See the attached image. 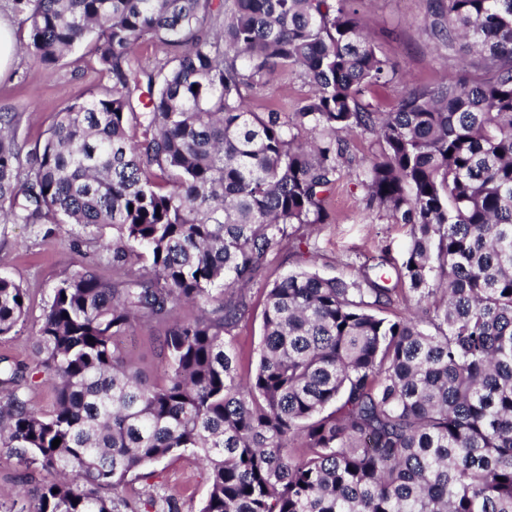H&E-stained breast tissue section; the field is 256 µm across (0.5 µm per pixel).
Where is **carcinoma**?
I'll use <instances>...</instances> for the list:
<instances>
[{"instance_id": "1", "label": "carcinoma", "mask_w": 512, "mask_h": 512, "mask_svg": "<svg viewBox=\"0 0 512 512\" xmlns=\"http://www.w3.org/2000/svg\"><path fill=\"white\" fill-rule=\"evenodd\" d=\"M352 2L13 0L33 63L91 36L112 79L28 152L22 114L0 112V224L113 231L112 279L86 268L54 288L35 371L0 359V448L25 479L55 475L34 512H145L154 497L119 489L177 451L208 467L199 512H512V0H429L432 37L477 60L391 112L362 100L394 64ZM145 40L169 49L152 69ZM275 73L309 94L253 111ZM354 131L377 136L365 167ZM345 174L409 228L401 265L274 280L245 368L251 285L280 242L304 255ZM27 299L0 275V336ZM396 302L409 315L385 316ZM184 305L197 315L175 317ZM164 323L150 384L119 340Z\"/></svg>"}]
</instances>
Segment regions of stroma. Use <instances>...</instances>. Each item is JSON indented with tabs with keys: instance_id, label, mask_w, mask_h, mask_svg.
I'll return each instance as SVG.
<instances>
[{
	"instance_id": "stroma-1",
	"label": "stroma",
	"mask_w": 512,
	"mask_h": 512,
	"mask_svg": "<svg viewBox=\"0 0 512 512\" xmlns=\"http://www.w3.org/2000/svg\"><path fill=\"white\" fill-rule=\"evenodd\" d=\"M358 8L379 52L396 65L391 82L369 90L366 101L388 111L405 88L447 80L455 63L449 60L447 49L435 46L425 28L426 0H360ZM109 85V79L97 70L91 42L76 47L51 70L35 65L20 52L0 75V111L22 113L19 134L31 150L43 144L58 112L97 96ZM308 91L299 78L276 74L254 97L252 107L257 112L270 107L288 112ZM363 198L360 184L340 179L331 193L334 222L310 227V267L321 276L351 279L360 263L372 258L402 262L409 240L407 228L389 223L382 213L365 211ZM111 238L108 226L81 230L68 224H0V275L19 282L29 297L26 323L11 335L0 336V358L35 368L33 336L54 288L87 267L95 268L102 278H111L112 265L98 246L99 240ZM300 265L291 247L281 244L272 249L250 291L253 307L236 330L237 348L255 352L268 284ZM163 333L161 326L145 325L124 339L135 367L150 381L157 380L161 372L154 342ZM21 472L17 459L0 448V512H34L36 501L21 485ZM149 485L158 495L174 498L180 512H199L209 482L206 472L185 452L143 469L123 493L135 496Z\"/></svg>"
}]
</instances>
